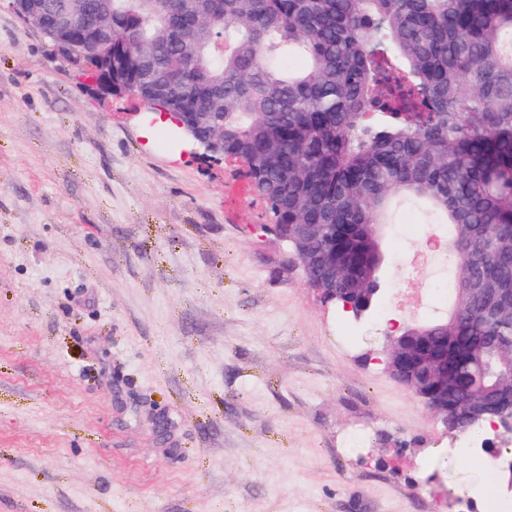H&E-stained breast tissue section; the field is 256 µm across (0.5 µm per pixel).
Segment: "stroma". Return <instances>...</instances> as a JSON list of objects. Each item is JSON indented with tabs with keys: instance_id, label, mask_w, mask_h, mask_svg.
Listing matches in <instances>:
<instances>
[{
	"instance_id": "stroma-1",
	"label": "stroma",
	"mask_w": 512,
	"mask_h": 512,
	"mask_svg": "<svg viewBox=\"0 0 512 512\" xmlns=\"http://www.w3.org/2000/svg\"><path fill=\"white\" fill-rule=\"evenodd\" d=\"M99 95L0 0V512H461L503 480L378 359L431 231L383 227L388 294L324 305L245 167Z\"/></svg>"
}]
</instances>
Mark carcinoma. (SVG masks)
Here are the masks:
<instances>
[{
    "label": "carcinoma",
    "mask_w": 512,
    "mask_h": 512,
    "mask_svg": "<svg viewBox=\"0 0 512 512\" xmlns=\"http://www.w3.org/2000/svg\"><path fill=\"white\" fill-rule=\"evenodd\" d=\"M52 49L61 6L112 44V77L170 112L224 114V156L253 160L276 224H323L314 249L375 313L398 197L450 227L454 307L423 323L448 373V430L508 393L478 364L512 362V0H36ZM101 51L63 53L85 72Z\"/></svg>",
    "instance_id": "cac0c4a2"
}]
</instances>
